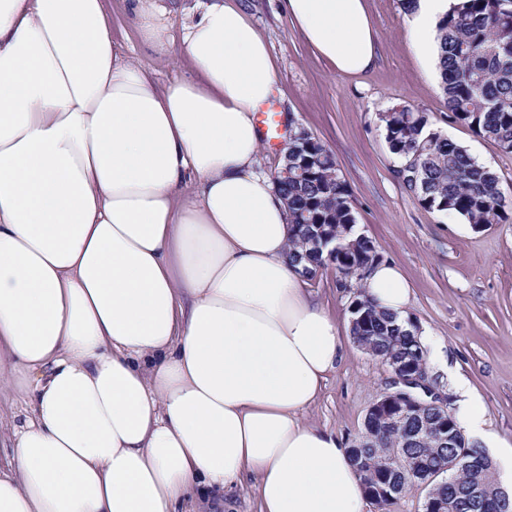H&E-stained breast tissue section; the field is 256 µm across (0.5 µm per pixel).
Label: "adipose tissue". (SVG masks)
Instances as JSON below:
<instances>
[{
	"mask_svg": "<svg viewBox=\"0 0 512 512\" xmlns=\"http://www.w3.org/2000/svg\"><path fill=\"white\" fill-rule=\"evenodd\" d=\"M455 2L415 0L418 52ZM285 3L337 71L373 67L364 0ZM134 14L157 51L182 42L194 78L160 87L124 60L105 0H0V382L30 406L0 512H178L245 476L260 512H366L342 441L302 419L344 345L257 169L268 44L243 0H207L177 39ZM361 285L380 310L411 305L394 263ZM450 389L512 470L467 381Z\"/></svg>",
	"mask_w": 512,
	"mask_h": 512,
	"instance_id": "ef3b65f1",
	"label": "adipose tissue"
}]
</instances>
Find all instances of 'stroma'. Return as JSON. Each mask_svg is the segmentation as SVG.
<instances>
[{
  "instance_id": "1",
  "label": "stroma",
  "mask_w": 512,
  "mask_h": 512,
  "mask_svg": "<svg viewBox=\"0 0 512 512\" xmlns=\"http://www.w3.org/2000/svg\"><path fill=\"white\" fill-rule=\"evenodd\" d=\"M281 3H249L275 63L278 115L329 149L352 195L358 232L373 241L377 260L396 263L411 281L408 315L436 351L433 374L444 385L455 376L466 379L485 404L489 430L512 442V222L477 230L461 218L421 207L395 177L398 160L379 117L402 108L429 113L435 129L499 178L511 206L512 153L468 127L442 122L447 105L438 74L412 47L399 0H365L377 35V60L355 76L319 58ZM107 21L127 59L151 72L158 84L190 76L182 44L161 55L142 43L131 0H109ZM338 280L330 267L309 286L344 326L354 291L339 287ZM344 348L304 420L336 434L349 448L390 372L352 338H345Z\"/></svg>"
}]
</instances>
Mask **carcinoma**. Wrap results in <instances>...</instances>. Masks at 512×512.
Returning <instances> with one entry per match:
<instances>
[{"label": "carcinoma", "mask_w": 512, "mask_h": 512, "mask_svg": "<svg viewBox=\"0 0 512 512\" xmlns=\"http://www.w3.org/2000/svg\"><path fill=\"white\" fill-rule=\"evenodd\" d=\"M440 89L450 123L512 153V0H461L437 27ZM390 152L405 169L402 185L428 210L456 214L473 228L509 220L498 177L461 145L433 128L426 112L396 109L380 116ZM288 176H276L293 234L288 258L313 278L334 267L345 280H363L373 265L371 239L356 230L352 195L330 151L307 132L288 140ZM350 335L388 366L420 365L426 350L414 321L380 311L358 292ZM453 413L428 407L419 419L400 420L382 406L364 425L368 438L348 449L368 497L385 508L414 485L427 487L423 512H512L492 462L480 443L448 440ZM465 453L468 464L446 470Z\"/></svg>", "instance_id": "obj_1"}]
</instances>
